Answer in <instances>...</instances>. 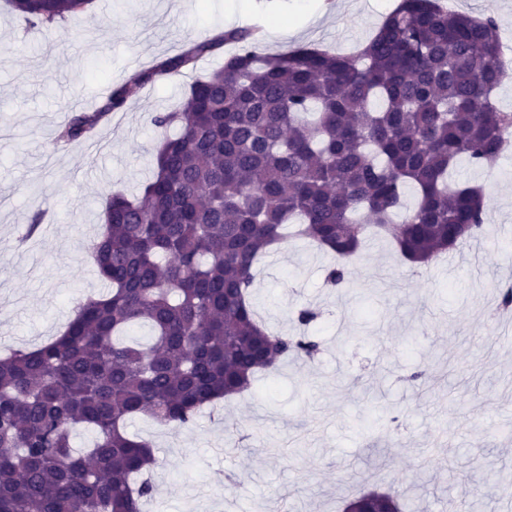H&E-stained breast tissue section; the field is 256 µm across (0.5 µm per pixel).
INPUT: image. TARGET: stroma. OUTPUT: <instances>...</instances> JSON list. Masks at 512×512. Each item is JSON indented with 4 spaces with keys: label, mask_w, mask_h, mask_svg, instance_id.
I'll use <instances>...</instances> for the list:
<instances>
[{
    "label": "stroma",
    "mask_w": 512,
    "mask_h": 512,
    "mask_svg": "<svg viewBox=\"0 0 512 512\" xmlns=\"http://www.w3.org/2000/svg\"><path fill=\"white\" fill-rule=\"evenodd\" d=\"M313 2L92 0L32 29L0 0V355L58 336L74 303L105 293L87 247L106 197L148 181L166 136L153 115L224 57L141 90L100 130V148L55 146L68 114L92 109L102 88L136 68L232 28L292 27L285 39L261 37L260 55L301 45L352 53L395 0L325 13ZM455 179L482 187L494 224L426 266L375 240L352 261L355 287L333 288L330 255L297 239L258 266L252 301L263 322L295 333V312L315 308L305 331L321 352L281 362L190 425L129 420L161 461L144 512H341L373 490L398 491L408 512H512V345L496 311L512 281V154L489 170L461 162ZM39 211L40 231L27 235ZM473 248L480 269L450 268ZM426 367L431 379L411 383Z\"/></svg>",
    "instance_id": "35a3bbf8"
}]
</instances>
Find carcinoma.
<instances>
[{
  "mask_svg": "<svg viewBox=\"0 0 512 512\" xmlns=\"http://www.w3.org/2000/svg\"><path fill=\"white\" fill-rule=\"evenodd\" d=\"M10 3L35 28L90 0ZM260 34L194 41L59 131L57 142L77 144L145 86L234 47L154 116L180 132L158 147L140 193L107 197L88 252L108 292L79 303L59 336L0 358V512H142L153 486L134 479L160 460L127 420L187 426L279 361L313 359L319 343L268 331L251 301L255 265L290 228L336 257L326 281L344 288L371 233L425 264L463 228L460 244L486 235L482 191L448 177L463 159L495 162L512 130L493 98L503 78L493 18L399 0L354 57L306 46L259 56ZM409 188L416 203L395 224ZM140 326L145 342L130 338ZM79 426L94 434L83 451ZM352 508L402 512L398 495L377 491Z\"/></svg>",
  "mask_w": 512,
  "mask_h": 512,
  "instance_id": "1",
  "label": "carcinoma"
}]
</instances>
